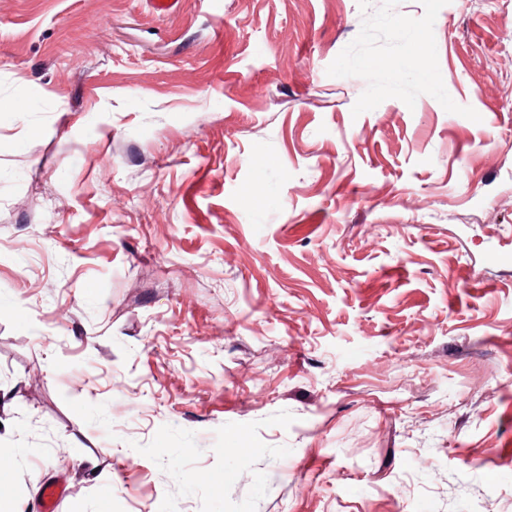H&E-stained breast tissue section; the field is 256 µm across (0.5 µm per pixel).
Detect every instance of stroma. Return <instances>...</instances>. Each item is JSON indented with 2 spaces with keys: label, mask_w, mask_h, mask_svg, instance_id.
<instances>
[{
  "label": "stroma",
  "mask_w": 512,
  "mask_h": 512,
  "mask_svg": "<svg viewBox=\"0 0 512 512\" xmlns=\"http://www.w3.org/2000/svg\"><path fill=\"white\" fill-rule=\"evenodd\" d=\"M0 502L512 512V0H0Z\"/></svg>",
  "instance_id": "stroma-1"
}]
</instances>
